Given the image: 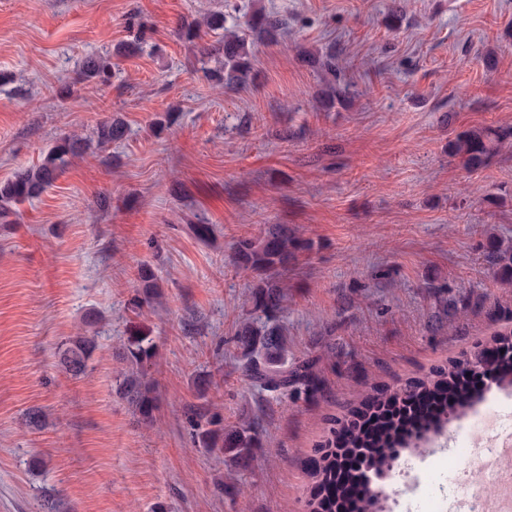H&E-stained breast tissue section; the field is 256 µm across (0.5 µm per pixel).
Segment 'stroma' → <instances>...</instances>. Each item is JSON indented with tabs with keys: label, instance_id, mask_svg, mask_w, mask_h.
Listing matches in <instances>:
<instances>
[{
	"label": "stroma",
	"instance_id": "stroma-1",
	"mask_svg": "<svg viewBox=\"0 0 512 512\" xmlns=\"http://www.w3.org/2000/svg\"><path fill=\"white\" fill-rule=\"evenodd\" d=\"M257 1L283 30L255 41L244 83L216 85L221 59L202 52L223 30L179 29L220 13L244 30ZM99 56L105 83L82 75ZM111 118L124 139L95 145ZM482 126L512 130V0H0V180L63 137L93 143L0 215V512H309L332 419L512 327V287L486 260L512 243V139L478 170L448 155ZM274 224L312 244L282 277L287 358L320 380L294 398L253 385L235 342L254 281L231 247ZM139 332L155 345L149 423L118 391ZM78 336L97 348L74 376L60 354ZM245 417L260 440L246 469L194 441L197 421ZM468 425L414 470L396 462L386 512H422L441 461L466 465Z\"/></svg>",
	"mask_w": 512,
	"mask_h": 512
}]
</instances>
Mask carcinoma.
<instances>
[{
	"mask_svg": "<svg viewBox=\"0 0 512 512\" xmlns=\"http://www.w3.org/2000/svg\"><path fill=\"white\" fill-rule=\"evenodd\" d=\"M250 30L270 37L279 30L282 22L255 10L246 21ZM224 71H212L209 77L228 86L244 81L251 69V47L246 39L229 30L224 33L222 45ZM112 62L105 57H90L83 64V76L109 80ZM97 145L120 140L125 135L122 121L113 119L99 124ZM512 137V130L491 126L462 131L448 142V155L460 159L468 170L488 166L499 153L502 143ZM91 148V142L64 138L44 156L42 162L32 168L16 173L0 181V208L21 204L41 195L58 178L67 165L68 156H75ZM310 249V244L296 236L286 224L272 225L259 240H241L236 243L232 261L237 269L251 274L256 280L251 296L254 318L241 321L236 330V342L245 359L244 372L260 388L268 391L294 393L315 387V378L307 362L285 367V334L279 323V314L284 311L286 294L282 286V273L300 253ZM487 261L496 267L499 280L512 286V245L495 243L487 252ZM96 349L91 336H78L69 341L61 358V364L74 375L85 372L87 361ZM153 340L140 334L128 340L126 358L139 366L154 354ZM479 367L495 373L498 386L512 387V358L507 361L481 359ZM472 368L471 356L440 368L427 380H412L394 393V397L416 400L442 393L441 399L429 410L420 414L403 427L393 423L372 429L357 426V420L365 413L380 408L385 400L382 394L364 398L344 418L334 422L330 437L321 446L322 454L315 461L316 482L309 501L311 512H320L318 496L323 488L348 496L354 512H380L382 495L366 492L364 484L336 488L329 479L337 465L336 447L358 448L362 452L364 466L377 473L387 474L392 469L399 449L409 448L413 452H427L425 444L433 435L442 433L448 423L458 419L479 400L475 392L461 383L466 370ZM119 391L135 404L145 420L152 418L155 397L148 386L137 377H126L119 384ZM197 443L203 448H212L224 454V460L235 468H244L252 460L255 448L259 447L258 433L253 420L243 418L228 431L203 430L197 434Z\"/></svg>",
	"mask_w": 512,
	"mask_h": 512,
	"instance_id": "cac0c4a2",
	"label": "carcinoma"
}]
</instances>
